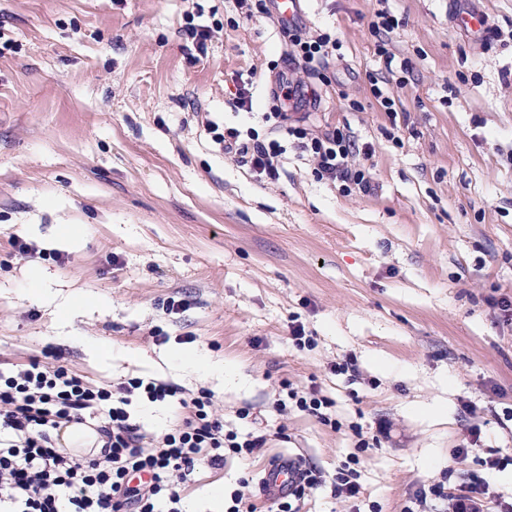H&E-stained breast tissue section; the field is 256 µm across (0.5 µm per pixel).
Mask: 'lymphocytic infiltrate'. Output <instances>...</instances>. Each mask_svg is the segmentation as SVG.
<instances>
[{
	"mask_svg": "<svg viewBox=\"0 0 512 512\" xmlns=\"http://www.w3.org/2000/svg\"><path fill=\"white\" fill-rule=\"evenodd\" d=\"M287 33L288 63L298 71L320 72L342 47L329 34L306 33L294 24ZM307 91L302 82L283 83L265 121L285 125L320 178L339 183L346 193L368 189L371 174L357 162L351 135L287 125L289 101L303 100ZM214 141L269 178L278 175L286 151L275 138L241 142L234 128ZM137 398L177 404L179 423L161 433L146 431L131 410ZM65 423L95 428L100 445L59 449L55 435ZM266 442L259 430H225L204 388L192 391L137 376L112 388L36 360L0 371V512H183V489L199 464L220 468L229 456L251 459ZM430 492L447 499L449 512H496L501 506L474 484L448 490L438 484Z\"/></svg>",
	"mask_w": 512,
	"mask_h": 512,
	"instance_id": "lymphocytic-infiltrate-1",
	"label": "lymphocytic infiltrate"
}]
</instances>
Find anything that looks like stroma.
Segmentation results:
<instances>
[{
    "label": "stroma",
    "instance_id": "35a3bbf8",
    "mask_svg": "<svg viewBox=\"0 0 512 512\" xmlns=\"http://www.w3.org/2000/svg\"><path fill=\"white\" fill-rule=\"evenodd\" d=\"M300 26L343 47L292 125L370 146L371 187L342 193L289 146L277 179L206 131L271 137L287 71L276 15L235 0H0V366L36 358L99 384L129 376L212 391L229 429L249 408L260 457L199 465L184 500L237 488L280 456L323 483L300 512H405L472 480L512 502V0H302ZM483 12L476 42L456 12ZM395 15L402 110L380 111L371 24ZM213 27L206 53L186 33ZM249 87L252 105L235 107ZM77 229L78 242L63 239ZM34 245L22 256L10 244ZM40 275L44 298L29 293ZM187 302L170 313V299ZM303 325L313 346L297 345ZM164 342H156V335ZM203 355L207 368L181 361ZM351 361L354 374L331 371ZM317 386L332 425L283 413ZM388 420V436L357 452ZM480 426V439L469 429ZM360 494L335 496L351 453ZM499 459L497 467L486 464Z\"/></svg>",
    "mask_w": 512,
    "mask_h": 512
}]
</instances>
